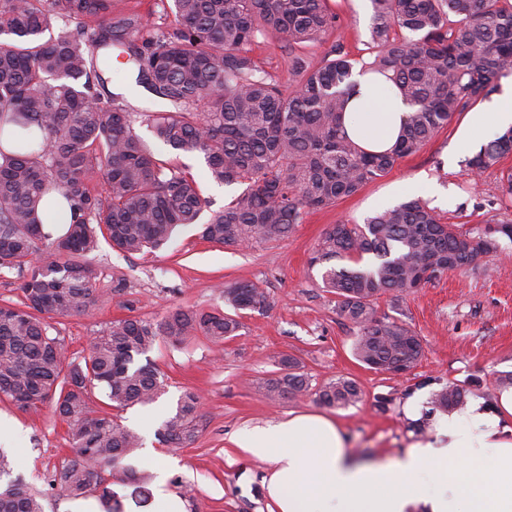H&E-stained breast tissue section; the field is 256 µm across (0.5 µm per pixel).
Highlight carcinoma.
<instances>
[{
    "instance_id": "obj_1",
    "label": "carcinoma",
    "mask_w": 512,
    "mask_h": 512,
    "mask_svg": "<svg viewBox=\"0 0 512 512\" xmlns=\"http://www.w3.org/2000/svg\"><path fill=\"white\" fill-rule=\"evenodd\" d=\"M174 24L154 11H116L112 0H0V119L28 132L14 149L0 147V269L26 272L18 306L0 304V398L18 409L50 408L68 425L73 455L51 487L78 499L93 494L101 512H123L112 479L149 498V477L122 462L141 436L90 407L93 389L124 410L165 392L164 373L147 358L162 340L173 346L204 336L217 347L239 335V313L265 311L269 296L253 283L224 287V305L174 309L159 320L126 318L102 328L82 360L52 335L48 315L91 313L99 302L88 256L99 239L130 255L171 245L185 227L220 246L287 237L307 209L327 207L389 174L454 117L497 91L512 74V0H371V72L392 81L414 109L388 151H363L344 132L342 113L357 61L342 42L320 63L301 55L282 84L256 64L247 46L276 36L298 50L342 26L328 0H160ZM64 24L57 35L50 32ZM137 71L136 83L166 104L142 114L154 137L176 155H201L210 177L242 191L205 221L197 181L154 154L137 133L121 95L108 90L111 54ZM512 154V127L465 159L483 174ZM58 190L69 211L49 215ZM512 224L464 229L441 221L422 198L367 218L335 224L313 262L330 266L322 283L336 294V313L358 328L356 358L386 372L412 369L424 352L405 322L379 317L376 302L394 300L448 271H474L498 256ZM145 363H140V358ZM264 383L271 400L311 391L297 359L283 356ZM328 407L359 401L355 382L338 378L316 391ZM450 384L435 394L446 409L464 404ZM201 402L187 391L158 435L173 448L192 444ZM0 512H44L42 498L13 475L0 449Z\"/></svg>"
}]
</instances>
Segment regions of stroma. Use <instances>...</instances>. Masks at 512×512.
Segmentation results:
<instances>
[{
    "instance_id": "1",
    "label": "stroma",
    "mask_w": 512,
    "mask_h": 512,
    "mask_svg": "<svg viewBox=\"0 0 512 512\" xmlns=\"http://www.w3.org/2000/svg\"><path fill=\"white\" fill-rule=\"evenodd\" d=\"M344 21L306 49L319 62L335 42H343L357 60H368L371 0H330ZM250 55L276 80L291 77L288 44L261 37ZM467 121L459 114L418 152L401 159L393 170L355 196L309 210L288 238L249 247H219L181 233L171 248L131 256L100 241L94 263L96 286L103 297L92 315L61 320L54 333L71 357L82 359L89 341L106 324L126 317L157 319L179 307L209 310L223 307L224 286L247 282L264 289L271 302L263 312L241 313L240 336L215 351L204 337L181 346L160 342L150 352L167 375L164 394L154 404L118 411L122 424L148 441L152 451L136 450L138 468L168 467L166 489L179 496L186 512H270L264 485L268 465L244 454L235 444L239 431L287 419L291 414H319L336 422L354 454L364 458L401 456L428 435L432 397L449 384L468 398L494 404L500 376L512 373V240L501 239L498 257L477 271L450 272L396 301L377 300L378 316L403 320L424 341V355L408 372L376 371L352 353L355 327L336 313V297L322 286V268L310 257L320 238L339 223L360 224L374 212L410 197L429 201L444 222L465 228L511 223L512 198L503 196L500 180L512 171V154L498 166L473 178L464 165L470 151L461 136ZM161 159L175 161L199 183L203 197L218 210L236 190L216 184L198 155L172 157L158 147ZM295 357L312 388L344 377L353 380L361 402L327 408L313 396L268 399L262 383L278 373L280 356ZM202 401L198 438L183 448L159 442L157 433L185 390ZM421 400L422 419L403 412L409 397ZM387 398L379 408L378 398ZM0 418L13 432L0 439L14 471L44 495V512H74L77 502L50 489L55 467L71 456L67 425L51 410L26 413L0 401Z\"/></svg>"
}]
</instances>
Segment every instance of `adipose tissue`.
Segmentation results:
<instances>
[{
    "label": "adipose tissue",
    "mask_w": 512,
    "mask_h": 512,
    "mask_svg": "<svg viewBox=\"0 0 512 512\" xmlns=\"http://www.w3.org/2000/svg\"><path fill=\"white\" fill-rule=\"evenodd\" d=\"M357 94L343 127L367 152L391 149L410 113L392 84L354 74ZM512 127V85L470 113L463 138L478 148L490 126ZM512 388L495 406L477 399L437 416L404 457L355 460L335 422L319 415L244 430L236 444L270 465L274 512H512Z\"/></svg>",
    "instance_id": "1"
}]
</instances>
